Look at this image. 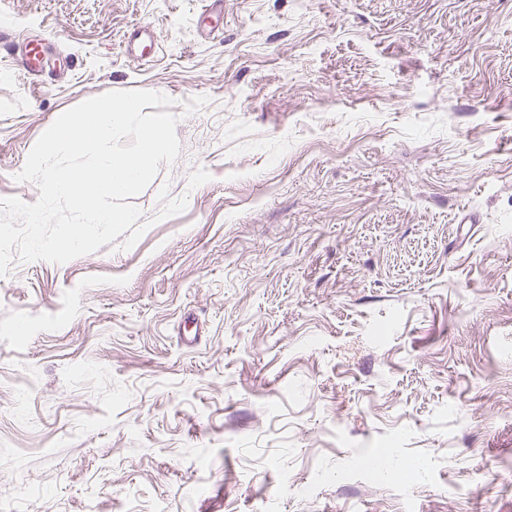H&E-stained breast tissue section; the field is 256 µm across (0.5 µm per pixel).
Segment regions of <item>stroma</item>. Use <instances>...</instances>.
Here are the masks:
<instances>
[{
    "instance_id": "obj_1",
    "label": "stroma",
    "mask_w": 512,
    "mask_h": 512,
    "mask_svg": "<svg viewBox=\"0 0 512 512\" xmlns=\"http://www.w3.org/2000/svg\"><path fill=\"white\" fill-rule=\"evenodd\" d=\"M202 2L0 0L61 72L0 58V200L105 92L180 142L132 248L0 277V505L512 512V0ZM123 43L126 54L150 58L151 56L145 52L156 44L155 31L147 23L135 24L127 31Z\"/></svg>"
}]
</instances>
